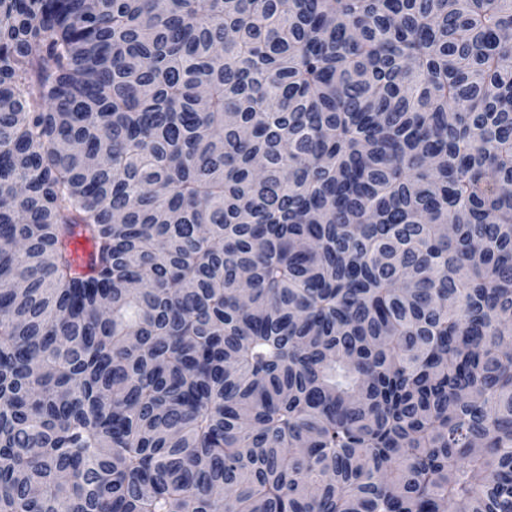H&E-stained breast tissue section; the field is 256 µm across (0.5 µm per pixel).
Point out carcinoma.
Returning <instances> with one entry per match:
<instances>
[{
  "mask_svg": "<svg viewBox=\"0 0 512 512\" xmlns=\"http://www.w3.org/2000/svg\"><path fill=\"white\" fill-rule=\"evenodd\" d=\"M0 512H512V0H0Z\"/></svg>",
  "mask_w": 512,
  "mask_h": 512,
  "instance_id": "1",
  "label": "carcinoma"
}]
</instances>
